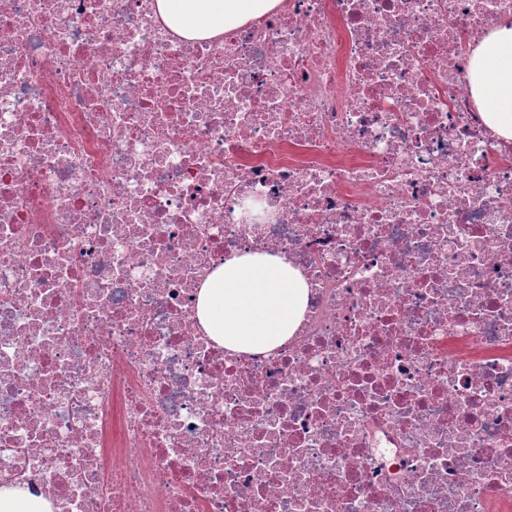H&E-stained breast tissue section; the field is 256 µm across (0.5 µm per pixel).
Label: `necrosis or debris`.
Returning <instances> with one entry per match:
<instances>
[{
	"label": "necrosis or debris",
	"instance_id": "4bbe7bcc",
	"mask_svg": "<svg viewBox=\"0 0 512 512\" xmlns=\"http://www.w3.org/2000/svg\"><path fill=\"white\" fill-rule=\"evenodd\" d=\"M512 0H0V489L50 512H512V140L471 91ZM308 286L242 354L234 255ZM276 0H157L165 22L183 37L224 33L276 5ZM308 301L301 273L279 255H234L202 285L197 318L208 335L235 352H270L300 327Z\"/></svg>",
	"mask_w": 512,
	"mask_h": 512
}]
</instances>
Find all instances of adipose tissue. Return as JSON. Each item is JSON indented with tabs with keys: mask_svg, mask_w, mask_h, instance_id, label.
Returning <instances> with one entry per match:
<instances>
[{
	"mask_svg": "<svg viewBox=\"0 0 512 512\" xmlns=\"http://www.w3.org/2000/svg\"><path fill=\"white\" fill-rule=\"evenodd\" d=\"M276 0H157L165 22L183 37L223 34L273 8ZM472 93L488 125L512 140V22L501 23L476 49ZM308 301L301 273L266 252L232 256L202 285L197 318L208 335L235 352H268L300 327Z\"/></svg>",
	"mask_w": 512,
	"mask_h": 512,
	"instance_id": "obj_1",
	"label": "adipose tissue"
}]
</instances>
